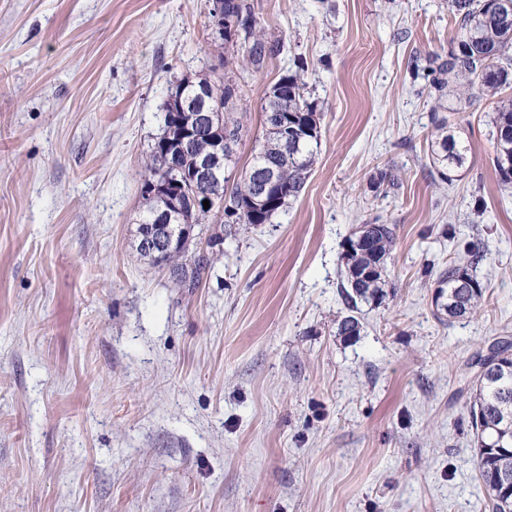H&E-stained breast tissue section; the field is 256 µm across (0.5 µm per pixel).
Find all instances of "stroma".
<instances>
[{"label":"stroma","instance_id":"35a3bbf8","mask_svg":"<svg viewBox=\"0 0 512 512\" xmlns=\"http://www.w3.org/2000/svg\"><path fill=\"white\" fill-rule=\"evenodd\" d=\"M247 2L257 71L217 50L208 0H0V512H485L469 407L512 343V186L491 98L428 93L448 0ZM215 70L241 87L230 180L283 75L321 142L270 223L203 226L223 249L188 290L136 250L141 174L170 88ZM439 104L468 147L444 177ZM375 221L388 296L353 312L342 244ZM472 249L485 301L450 323L436 279Z\"/></svg>","mask_w":512,"mask_h":512}]
</instances>
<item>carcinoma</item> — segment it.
<instances>
[{
	"instance_id": "1",
	"label": "carcinoma",
	"mask_w": 512,
	"mask_h": 512,
	"mask_svg": "<svg viewBox=\"0 0 512 512\" xmlns=\"http://www.w3.org/2000/svg\"><path fill=\"white\" fill-rule=\"evenodd\" d=\"M448 9L457 26L456 45L448 58L432 60L430 88L437 98L448 89L458 88V96L477 90L497 98L493 133V164L501 182L512 184V9L503 0H448ZM224 12L251 18L243 42L239 43L242 62L259 70L270 53L259 22L252 18L244 0H224ZM288 97L269 91L262 104L265 133L257 140L254 154L233 185L223 182L215 189L228 203H245L253 196L257 179L266 167L277 171L279 178L276 208L259 219L250 213L219 212L210 209L188 212V223L206 224H267L271 218L299 196L309 177L320 143L321 113L308 101L305 84L298 74L288 76ZM186 87L210 86L212 104L220 108V122L207 129L215 136L220 128L230 127L241 136L243 124L237 117L236 103L241 88L232 77L215 73L197 81H183ZM288 112L289 122L297 136L284 138L273 128L278 112ZM448 119L434 117L435 139L431 157L438 167L461 168L466 164L468 148L454 135L446 133ZM165 161L157 149H152L144 163L142 183L155 181L165 175ZM370 234L375 247L370 253L358 252L345 263L343 288L345 300L351 307L360 301L381 303L387 296L386 269L395 239V225L372 224ZM152 264L169 269L171 277L181 288H197L210 265L209 254L197 252L186 255L148 256ZM486 292L485 285L469 272V265L453 263L438 279L435 305L448 320L469 318L480 309ZM339 336L360 335L359 320L348 315L337 324ZM470 429L476 443L478 479L486 491L488 512H512V362L507 370L494 378L477 377L476 390L470 406Z\"/></svg>"
}]
</instances>
